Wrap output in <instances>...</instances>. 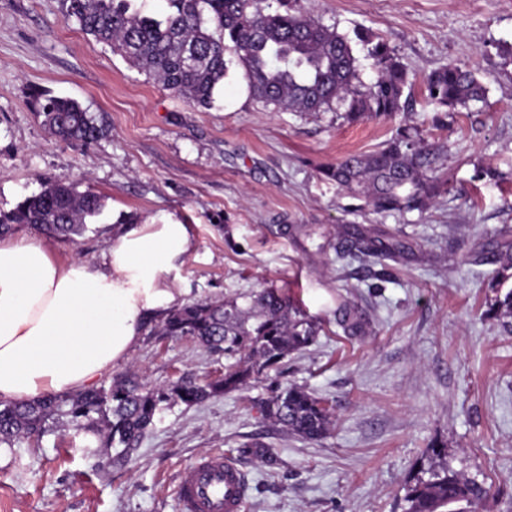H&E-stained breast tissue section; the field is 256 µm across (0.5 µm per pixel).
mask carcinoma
<instances>
[{
	"label": "carcinoma",
	"instance_id": "cac0c4a2",
	"mask_svg": "<svg viewBox=\"0 0 512 512\" xmlns=\"http://www.w3.org/2000/svg\"><path fill=\"white\" fill-rule=\"evenodd\" d=\"M160 17L131 7V0H64L65 14L83 32L109 46L165 88L190 104L210 109L230 68L242 70L251 96L278 111L324 112L345 107L344 118L390 119L411 107V87L398 56L385 42L360 30L354 38L293 9L296 0H166ZM362 45L358 59L352 41ZM374 79L364 84L360 67ZM426 99L438 112L469 109L485 101L486 88L476 73L456 64L431 72ZM43 125L57 138L86 145L107 128L77 100L36 97ZM432 153L404 128L380 149L350 154L322 169L351 197L377 213L426 209L445 181L434 174ZM105 208L104 198L79 191L66 180H50L39 193L14 208L0 210V237L22 226L76 242ZM363 256L385 259L401 244L375 243L364 237L351 243ZM512 278V253L499 257L492 277L497 288ZM238 299L185 304L162 319L164 336H188L224 352L232 360L224 377L206 385L178 381L151 387L120 377L107 386L77 395H47L27 403L0 402V445L9 448L21 436H41L59 425H72L105 438L125 457L137 446L156 413L177 402L193 405L226 391L253 387L264 371L307 348L321 323L279 288L267 287ZM512 320V289L495 296L485 311ZM258 402L264 420L305 440L322 439L333 415L307 388L278 380L266 385ZM486 489L448 469L431 464L410 485L406 512H479Z\"/></svg>",
	"mask_w": 512,
	"mask_h": 512
}]
</instances>
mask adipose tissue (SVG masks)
<instances>
[{
  "label": "adipose tissue",
  "mask_w": 512,
  "mask_h": 512,
  "mask_svg": "<svg viewBox=\"0 0 512 512\" xmlns=\"http://www.w3.org/2000/svg\"><path fill=\"white\" fill-rule=\"evenodd\" d=\"M188 225L120 224L102 267L59 263L36 237L0 238V401L68 395L125 362L182 302Z\"/></svg>",
  "instance_id": "adipose-tissue-1"
}]
</instances>
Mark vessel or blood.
Instances as JSON below:
<instances>
[{"mask_svg": "<svg viewBox=\"0 0 512 512\" xmlns=\"http://www.w3.org/2000/svg\"><path fill=\"white\" fill-rule=\"evenodd\" d=\"M249 490L246 472L219 452L183 467L176 486L180 512H245Z\"/></svg>", "mask_w": 512, "mask_h": 512, "instance_id": "obj_1", "label": "vessel or blood"}]
</instances>
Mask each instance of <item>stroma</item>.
Here are the masks:
<instances>
[{
	"mask_svg": "<svg viewBox=\"0 0 512 512\" xmlns=\"http://www.w3.org/2000/svg\"><path fill=\"white\" fill-rule=\"evenodd\" d=\"M339 33L364 28L394 48L412 83V112L348 123L340 108L275 112L240 72L201 110L83 33L62 0H0V209L65 179L105 200L62 261L100 266L116 224L189 225L180 267L185 302L273 286L302 299L323 330L269 371L331 410L321 440L263 420L261 387L163 409L131 457L61 426L0 447V512H179L181 469L222 452L248 473L247 512H405L410 479L435 448L489 491L483 512H512V330L485 317L500 251L512 249V0H300ZM473 70L486 104L449 113L424 80L448 63ZM78 100L108 132L87 145L53 137L33 90ZM434 153L448 188L422 211L376 214L323 179V167L370 153L401 126ZM502 173L477 180L476 167ZM404 252L379 262L337 249L355 231ZM348 298L360 332L340 323ZM226 360L188 337L144 335L102 384L153 386L221 378ZM260 442L277 463L243 454Z\"/></svg>",
	"mask_w": 512,
	"mask_h": 512,
	"instance_id": "obj_1",
	"label": "stroma"
}]
</instances>
